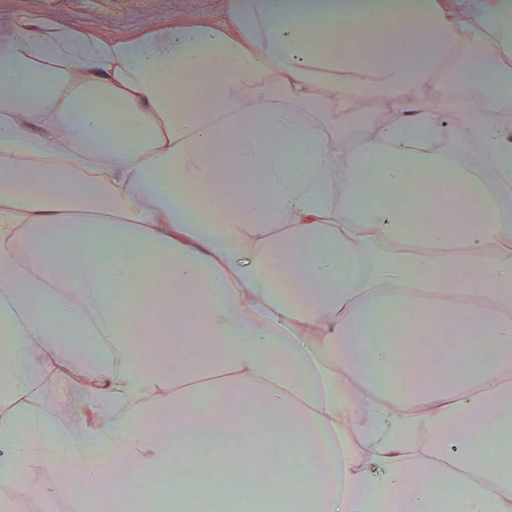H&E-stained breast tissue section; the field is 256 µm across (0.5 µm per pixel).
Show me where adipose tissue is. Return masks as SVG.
<instances>
[{"mask_svg":"<svg viewBox=\"0 0 512 512\" xmlns=\"http://www.w3.org/2000/svg\"><path fill=\"white\" fill-rule=\"evenodd\" d=\"M511 59L512 0L0 16V475L62 467L40 495L140 512L177 459L197 495L205 450L247 466L236 512H512V122L472 103ZM452 124L483 170L424 150Z\"/></svg>","mask_w":512,"mask_h":512,"instance_id":"ef3b65f1","label":"adipose tissue"}]
</instances>
